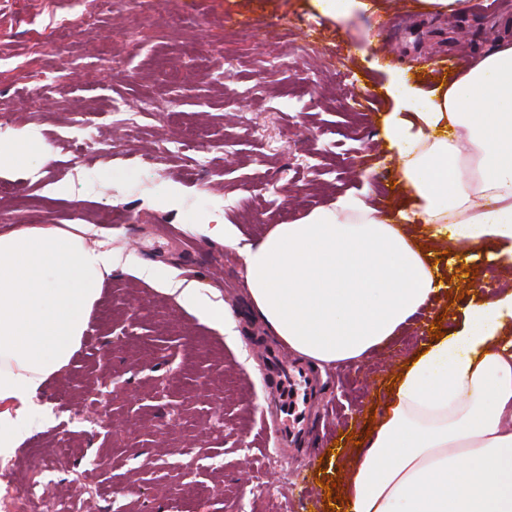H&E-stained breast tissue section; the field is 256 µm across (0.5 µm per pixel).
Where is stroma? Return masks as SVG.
<instances>
[{
    "label": "stroma",
    "instance_id": "stroma-1",
    "mask_svg": "<svg viewBox=\"0 0 512 512\" xmlns=\"http://www.w3.org/2000/svg\"><path fill=\"white\" fill-rule=\"evenodd\" d=\"M415 2L372 0V17L347 27L317 0H147L131 47L125 14L103 2L72 44L60 94L41 53L74 20L71 0H0V98L11 109L0 146L23 129L53 148L30 168L0 173L11 191L0 200V232L91 225L128 262L160 263L218 292L239 332L227 341L175 297L113 271L79 347L37 395L52 417L0 450V463L14 460L32 481L41 452L64 449L51 487L88 494L85 512H344L341 467L401 371L436 328L512 290V273L482 259L459 278L468 246L408 225L436 260L443 294L363 360L316 365L309 425L319 445L280 447L263 423L264 351L278 344L255 313L242 257L196 227L234 225L248 245L349 192L367 191L376 208L401 202L400 165L382 131L393 106L387 84L400 77L428 89L463 58L512 43V0H471L466 15L438 17L466 22L467 42L402 57L407 26L427 17ZM110 57L112 70H102ZM113 106L140 112L138 125L105 124ZM79 128L112 142L113 155L70 139ZM51 184L61 193H47ZM64 406L102 413L62 430ZM106 451L107 468L89 469Z\"/></svg>",
    "mask_w": 512,
    "mask_h": 512
}]
</instances>
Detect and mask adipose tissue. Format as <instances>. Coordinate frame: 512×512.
<instances>
[{
    "label": "adipose tissue",
    "mask_w": 512,
    "mask_h": 512,
    "mask_svg": "<svg viewBox=\"0 0 512 512\" xmlns=\"http://www.w3.org/2000/svg\"><path fill=\"white\" fill-rule=\"evenodd\" d=\"M393 97L383 132L409 194L391 214L346 195L245 247L234 225L202 227L239 248L269 330L319 363L379 348L442 290L404 224L512 264V44L467 60L432 88L396 84ZM117 266L112 250L88 244L78 227L0 234L1 448L47 423L35 397L79 346ZM134 274L236 338L220 301L195 283L150 263ZM511 323L509 293L471 308L409 363L348 463L347 512H512Z\"/></svg>",
    "instance_id": "obj_1"
}]
</instances>
